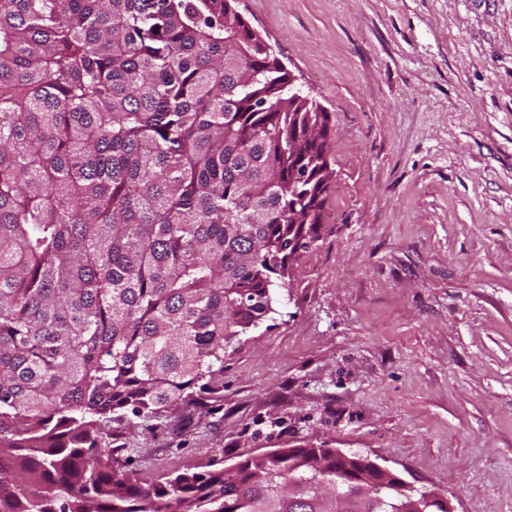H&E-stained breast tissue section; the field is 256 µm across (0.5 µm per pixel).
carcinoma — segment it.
I'll return each instance as SVG.
<instances>
[{"label":"carcinoma","mask_w":512,"mask_h":512,"mask_svg":"<svg viewBox=\"0 0 512 512\" xmlns=\"http://www.w3.org/2000/svg\"><path fill=\"white\" fill-rule=\"evenodd\" d=\"M317 114L234 0H0V497L8 512H336L288 449L143 485L112 422L212 412L314 240ZM309 483L319 509L288 506ZM376 512L403 494L375 486Z\"/></svg>","instance_id":"carcinoma-1"}]
</instances>
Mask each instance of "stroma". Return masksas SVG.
Segmentation results:
<instances>
[{
	"label": "stroma",
	"instance_id": "35a3bbf8",
	"mask_svg": "<svg viewBox=\"0 0 512 512\" xmlns=\"http://www.w3.org/2000/svg\"><path fill=\"white\" fill-rule=\"evenodd\" d=\"M330 117L335 170L275 311L189 427L112 424L140 482L359 451L512 512V0H237Z\"/></svg>",
	"mask_w": 512,
	"mask_h": 512
}]
</instances>
